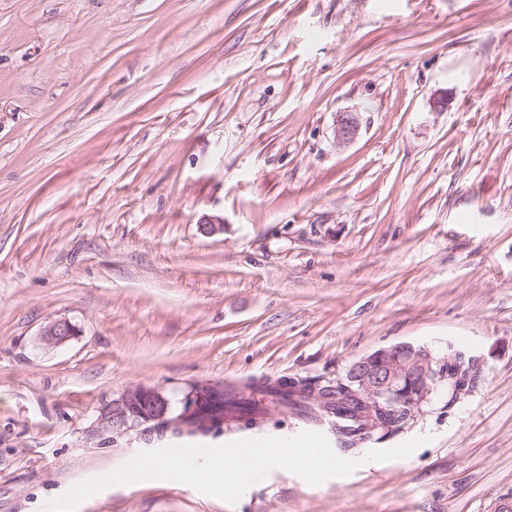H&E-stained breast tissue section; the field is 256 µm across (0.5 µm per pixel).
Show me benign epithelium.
<instances>
[{
  "label": "benign epithelium",
  "mask_w": 512,
  "mask_h": 512,
  "mask_svg": "<svg viewBox=\"0 0 512 512\" xmlns=\"http://www.w3.org/2000/svg\"><path fill=\"white\" fill-rule=\"evenodd\" d=\"M359 131L356 114L342 112L337 118L338 142L353 140ZM76 336L75 326L67 320H56L40 333L45 345L58 346ZM461 366L452 356L436 358L424 346L398 344L379 349L353 363L347 380L338 382L345 392L365 405L375 423L378 416L401 411L412 416L428 402L439 383L460 379ZM224 385L211 382L195 384L180 409L172 408L170 399L158 388L138 387L127 391L118 401L102 408L95 434L110 439L116 431L141 430L144 442L153 438L208 434L224 428V412L214 407L203 409V402L220 398Z\"/></svg>",
  "instance_id": "7a95c632"
}]
</instances>
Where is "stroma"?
<instances>
[{
	"instance_id": "1",
	"label": "stroma",
	"mask_w": 512,
	"mask_h": 512,
	"mask_svg": "<svg viewBox=\"0 0 512 512\" xmlns=\"http://www.w3.org/2000/svg\"><path fill=\"white\" fill-rule=\"evenodd\" d=\"M60 319L78 335L43 344ZM401 343L481 377L340 450L352 474L277 469L233 504L147 480L76 512L512 502V0H0V512L144 451L94 434L128 390L323 386ZM298 425L276 409L195 442Z\"/></svg>"
}]
</instances>
